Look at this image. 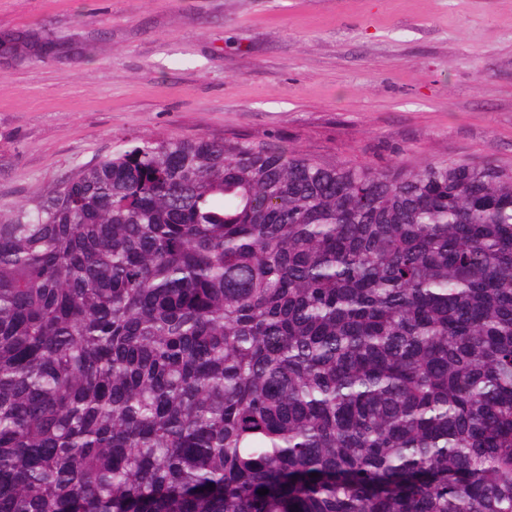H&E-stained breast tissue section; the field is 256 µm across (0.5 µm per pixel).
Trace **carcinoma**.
<instances>
[{"mask_svg":"<svg viewBox=\"0 0 512 512\" xmlns=\"http://www.w3.org/2000/svg\"><path fill=\"white\" fill-rule=\"evenodd\" d=\"M0 512H512V166L131 137L11 209Z\"/></svg>","mask_w":512,"mask_h":512,"instance_id":"obj_1","label":"carcinoma"}]
</instances>
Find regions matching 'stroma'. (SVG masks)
<instances>
[{
    "mask_svg": "<svg viewBox=\"0 0 512 512\" xmlns=\"http://www.w3.org/2000/svg\"><path fill=\"white\" fill-rule=\"evenodd\" d=\"M0 212L121 138L200 135L319 161L512 164V0H0ZM71 44L56 37L45 27L32 28L0 36V52L21 56L32 62L66 57Z\"/></svg>",
    "mask_w": 512,
    "mask_h": 512,
    "instance_id": "obj_1",
    "label": "stroma"
}]
</instances>
